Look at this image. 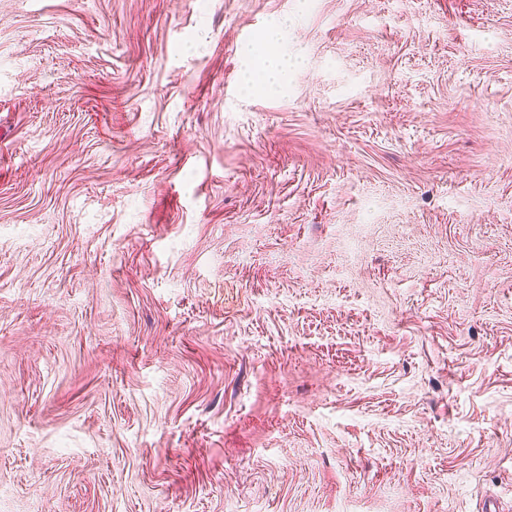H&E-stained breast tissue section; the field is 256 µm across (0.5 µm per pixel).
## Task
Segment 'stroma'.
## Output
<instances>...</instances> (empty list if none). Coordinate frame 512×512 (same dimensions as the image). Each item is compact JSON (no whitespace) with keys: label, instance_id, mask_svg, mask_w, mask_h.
I'll use <instances>...</instances> for the list:
<instances>
[{"label":"stroma","instance_id":"stroma-1","mask_svg":"<svg viewBox=\"0 0 512 512\" xmlns=\"http://www.w3.org/2000/svg\"><path fill=\"white\" fill-rule=\"evenodd\" d=\"M0 512H512V0H0ZM287 20L267 31L261 38V42L266 46L264 51L250 50L248 52V63L245 72L246 84H253V75L260 71L264 77V84L269 88L280 85L288 76V60H284L271 48L276 43L279 30Z\"/></svg>","mask_w":512,"mask_h":512}]
</instances>
